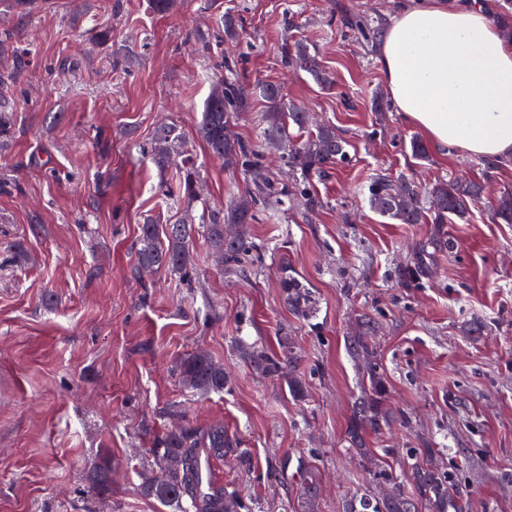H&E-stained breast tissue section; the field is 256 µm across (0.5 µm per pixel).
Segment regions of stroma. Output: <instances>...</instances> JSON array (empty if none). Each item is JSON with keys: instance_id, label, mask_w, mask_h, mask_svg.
Listing matches in <instances>:
<instances>
[{"instance_id": "obj_1", "label": "stroma", "mask_w": 512, "mask_h": 512, "mask_svg": "<svg viewBox=\"0 0 512 512\" xmlns=\"http://www.w3.org/2000/svg\"><path fill=\"white\" fill-rule=\"evenodd\" d=\"M406 2L176 0L159 15L150 0H37L28 17L0 11V35L29 62L14 82L0 55V94L15 103L0 140V182L13 186L0 192V512H172L139 492L172 405L234 436L216 473L248 512H303L302 459L319 482L317 512H341L377 483L346 438L360 395L346 338L364 315L379 325L374 360L388 389L387 423L367 432L368 453L399 471L408 449L431 447L463 512H512V224L490 218L494 197L512 189V163L489 178L479 158L413 159L419 130L395 109L373 110L385 89L378 48L346 20L386 25ZM228 11L242 30L223 49L245 81L280 84L314 125L336 128L349 158L312 178L315 212L258 206L248 229L259 250L239 266L216 264L199 233L191 282L135 275L141 224L162 228L247 195L248 176L213 158L198 133L213 58L195 34ZM107 12L112 36L99 43ZM286 39L320 49L332 86L283 67ZM163 119L203 170L197 202L166 195L175 171L143 151ZM379 172L488 183L467 223L448 225L450 246L420 282L398 269L434 227L375 213L367 186ZM285 275L309 287L308 316L289 305ZM256 349L294 353L303 397L251 366ZM198 350L223 363L224 392L181 385L177 367ZM102 460L112 465L104 496L86 479Z\"/></svg>"}]
</instances>
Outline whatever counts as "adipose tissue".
<instances>
[{
  "label": "adipose tissue",
  "mask_w": 512,
  "mask_h": 512,
  "mask_svg": "<svg viewBox=\"0 0 512 512\" xmlns=\"http://www.w3.org/2000/svg\"><path fill=\"white\" fill-rule=\"evenodd\" d=\"M380 57L393 107L434 150L512 161V39L474 0H410Z\"/></svg>",
  "instance_id": "adipose-tissue-1"
}]
</instances>
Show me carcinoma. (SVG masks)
Here are the masks:
<instances>
[{"label": "carcinoma", "mask_w": 512, "mask_h": 512, "mask_svg": "<svg viewBox=\"0 0 512 512\" xmlns=\"http://www.w3.org/2000/svg\"><path fill=\"white\" fill-rule=\"evenodd\" d=\"M238 27L237 17L231 12L224 13L217 21V43L237 41ZM281 62L286 68L305 71L320 84L329 83L318 48L308 42L284 43ZM235 67L234 60L218 57L199 129L213 157L222 161L238 160L251 177L252 204L238 202L224 209H211L201 216L203 231L229 267L239 265L247 253L256 249L247 229L253 205L281 206L292 199L314 211L322 203L311 190L310 177L325 172L331 164L348 159V142L329 125L321 126L302 141L294 140L290 127L301 133L308 123L304 109L287 100L279 84L261 83L253 87L244 84L234 74ZM254 96L265 102L266 145L273 149L288 146V166L294 171L289 184L268 177L263 151L230 136L231 125L249 110ZM147 154L160 171L172 167L180 169L179 193L190 201L198 198L200 170L183 149V140L175 127L158 125ZM486 189V182L470 179L439 180L423 187L380 172L367 185V200L376 213L400 224L435 225L429 245L436 251H443L449 245L444 226L452 221L466 223L471 205L483 198ZM491 216L498 224H512V190H504L494 199ZM194 234L195 226L184 220L167 225L162 239L156 225H141L136 273L166 270L191 279L189 246ZM281 287L295 310L304 313L310 309V291L303 282L286 276ZM357 327L358 333L349 336L348 348L351 356L362 363V380L366 385L353 410L347 441L349 447L361 450L366 430L379 429L384 422L382 403L386 386L373 362L371 340L378 326L365 315L358 320ZM250 358L255 368L270 378L283 377L284 363L296 361L291 355L285 361L262 349L252 351ZM178 375L182 386L200 396L221 393L226 384L224 366L203 351L184 358ZM235 444L236 440L224 433V426L219 423L201 429L185 421L167 430L156 438L154 448L150 449L152 463L141 475L140 493L174 508L175 512H238L246 508L237 494L224 489V483L217 479L213 470V462L224 456V449ZM431 458L430 448L410 449L412 463L408 472L380 470L386 492L377 495L367 490L351 496L343 502L342 512H448V504L452 503L451 484L448 475L441 473ZM304 470L307 471L303 487L307 500L305 512H313L318 483L312 468L306 466ZM88 479L100 494L112 490V472L105 460L92 467Z\"/></svg>", "instance_id": "cac0c4a2"}]
</instances>
